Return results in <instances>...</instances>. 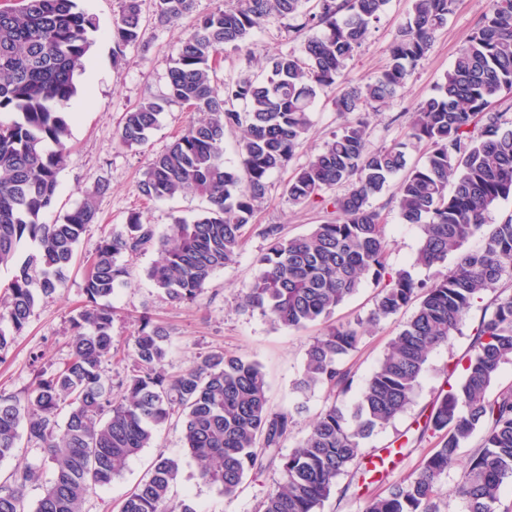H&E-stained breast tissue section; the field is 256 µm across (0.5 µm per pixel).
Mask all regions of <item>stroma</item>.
I'll return each instance as SVG.
<instances>
[{
  "label": "stroma",
  "mask_w": 512,
  "mask_h": 512,
  "mask_svg": "<svg viewBox=\"0 0 512 512\" xmlns=\"http://www.w3.org/2000/svg\"><path fill=\"white\" fill-rule=\"evenodd\" d=\"M224 4L225 0H195L191 16L176 25L158 24L152 14H145L140 42L118 54L113 50L112 22L120 10V0H78L79 7L97 23L90 59L103 77L94 88L83 84L78 87L76 99L81 106L70 121V150L58 174L55 204L43 214L42 220L47 224L60 221L87 196H95L97 219L87 226L78 243L79 257L92 255L104 237L123 228L131 214H139L142 222L152 225L156 235L161 236L167 233L174 218L189 219L207 208L205 199L190 192L170 199L150 200L137 189L151 159L196 121L197 113L181 104L166 106L158 127L142 146H123L118 131L124 112L164 93L167 69L196 19ZM488 6L489 0H459L447 26L435 35L427 57L413 70L405 90L387 104L362 112L371 148L402 143L406 146L408 166L422 164L424 145L408 137L412 110L419 101L436 94L458 50ZM410 7V0H389L360 51L348 61L346 79L357 80L382 68L389 42ZM292 25L289 18L263 23L251 37V56L231 50L223 53L216 68L217 86L232 83L244 71L261 72L271 54L299 50L308 34L294 31ZM337 92L334 86L318 92L311 112V127L303 147L291 162L292 167L304 164L344 123V116L334 107ZM288 177V172L283 171L270 178L266 197L245 229L236 263L217 272L207 292L196 303H172L155 287L147 276L156 257L151 250L121 257L128 275L111 299L115 308L112 334L121 353L131 351L142 313H149L155 323L167 328L170 340L164 368L168 373H176L214 351L258 361L269 384V400L274 410L286 411L300 402L306 407L284 442L287 451L306 434L310 420L330 403L325 388H315L304 396L293 389L308 343L321 335L325 326L317 323L304 329H289L273 325L259 312L244 308L241 297L253 284L258 273L257 260L269 245L263 233L267 225H281L284 234L295 236L331 218L330 212L320 204H291L283 192ZM100 183L107 186L101 195L96 192ZM394 194V188L390 187L369 200L370 207L384 219L388 267L409 270L420 280H432L438 269L417 264L420 231L417 225L401 223ZM83 287V268L77 264L53 295L38 301L23 332L0 359V390L21 391L32 380L35 365L55 367L65 361L71 336L70 318L84 299ZM376 293L370 284L360 288L332 317L336 323L366 324L357 351L346 361L360 379L377 366L400 325L415 311L409 305L380 324H368ZM491 300L487 294L475 303L450 342L431 355L411 406L365 441L359 467H367L371 460L394 451L395 465L390 477L395 480L416 470L425 455L435 448V436L418 439L417 424L428 414L439 393L460 380L459 362L466 357L474 329ZM161 454L180 461V474L172 490L174 498L193 497L203 512H258L260 502L279 479L278 469L272 467L257 475H247L234 495L220 493L216 487L198 479L194 461L182 448L181 425L172 419L156 428L152 447L131 459L110 484L95 489L85 505L86 512H113ZM385 488L382 482L367 485L352 473L342 474L321 512H362L365 497Z\"/></svg>",
  "instance_id": "stroma-1"
}]
</instances>
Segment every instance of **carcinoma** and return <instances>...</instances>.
Listing matches in <instances>:
<instances>
[{"label":"carcinoma","mask_w":512,"mask_h":512,"mask_svg":"<svg viewBox=\"0 0 512 512\" xmlns=\"http://www.w3.org/2000/svg\"><path fill=\"white\" fill-rule=\"evenodd\" d=\"M195 0H150L155 19L174 24L193 12ZM311 3L304 10L302 5ZM456 0H411V13L392 36L378 73L349 81L336 96V111L361 112L405 89L413 68L448 23ZM387 0H233L202 17L182 39L166 76L163 97L125 113L120 143L142 146L165 106L187 104L201 118L156 155L138 191L149 199L198 194L210 207L188 222L177 218L155 240L151 225L131 215L104 238L88 264L85 301L70 319L69 357L42 368L21 393L0 392V462L15 456L20 430L50 465L53 479L34 506L25 490L36 476L28 466L0 482V512H84L93 489L121 474L128 461L152 446L157 426L176 416L182 447L205 484L232 495L250 473L278 467L280 480L262 512H320L364 441L404 413L430 355L447 344L479 295L492 292V310L476 328L462 381L433 401L417 440L431 433L436 447L414 472L366 498L363 512H440L441 475L477 429L482 443L451 494L465 512H495L512 480V389L489 393L502 364L512 360V214L485 225L490 207L512 196V119L491 108L512 91V0H490L480 23L459 49L437 94L419 102L410 137L430 145L425 161L406 170L405 144L369 147L367 126L357 120L295 169L285 184L288 201L304 205L336 187L326 199L335 218L291 238L281 226L270 239L259 272L243 295L245 307L272 323L301 328L325 322L367 281L378 287L372 320L392 317L410 302L404 322L377 367L361 384L344 360L361 333L331 324L305 350L295 390L324 387L334 401L312 421L306 436L281 453L304 412L276 411L261 365L212 352L176 375L163 365L168 331L140 316L132 364L118 382L104 374L115 354L110 299L127 275L118 257L156 246L148 270L155 286L175 303H194L214 275L236 262L243 229L263 201L272 174L288 167L310 129L317 90L336 84L361 48ZM143 0H121L113 21L116 52L140 41ZM298 18L301 29L324 27L299 52L268 58L265 75L243 72L219 92L213 66L227 49L248 52L262 23ZM96 29L77 0H19L0 9V266L15 261L22 244L35 251L15 270L0 304V357L26 327L38 297L56 292L76 257V245L94 222L92 199L45 224L41 215L56 198L58 173L69 137L68 115ZM242 100L246 111L226 107ZM243 129L239 168L224 162V132ZM406 171L396 191L399 217L420 227L417 262L442 266L428 284L386 264L387 239L379 212L368 206L390 180ZM482 236L477 250L465 244ZM357 391L352 404L340 399ZM179 460L159 456L149 475L123 500L119 512H199L190 499L173 502Z\"/></svg>","instance_id":"carcinoma-1"}]
</instances>
